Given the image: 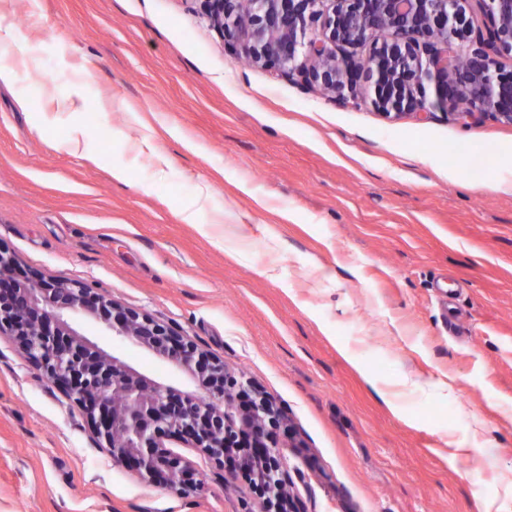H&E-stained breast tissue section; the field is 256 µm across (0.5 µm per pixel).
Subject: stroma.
I'll return each mask as SVG.
<instances>
[{"label": "stroma", "mask_w": 512, "mask_h": 512, "mask_svg": "<svg viewBox=\"0 0 512 512\" xmlns=\"http://www.w3.org/2000/svg\"><path fill=\"white\" fill-rule=\"evenodd\" d=\"M1 24L18 39L0 58L14 69L0 82V250L19 274L91 288L243 373L284 412L276 440L307 512H478L502 498L512 124L337 105L235 60L201 0H0ZM69 96L80 111L59 107ZM451 441L467 450L453 466ZM172 450L195 473L184 494L114 464L82 407L0 335V512H258L244 475Z\"/></svg>", "instance_id": "obj_1"}]
</instances>
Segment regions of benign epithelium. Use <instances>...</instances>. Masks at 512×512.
<instances>
[{"label":"benign epithelium","instance_id":"benign-epithelium-1","mask_svg":"<svg viewBox=\"0 0 512 512\" xmlns=\"http://www.w3.org/2000/svg\"><path fill=\"white\" fill-rule=\"evenodd\" d=\"M478 2L481 22L466 18ZM210 24L236 58L273 70L345 105L358 79L388 119L435 118L464 124L492 116L512 124V0H202ZM460 46L453 47L454 42ZM371 43L357 61L352 50ZM435 96L425 98V84ZM105 323L194 384L158 382L109 354L71 317ZM0 334L10 337L48 382L79 403L112 460L175 491L195 485L190 464L168 450L180 441L219 465L237 438L239 459L257 477L260 512H306L288 469L267 441L282 414L232 378L224 363L165 324L80 285L21 277L0 250Z\"/></svg>","mask_w":512,"mask_h":512}]
</instances>
